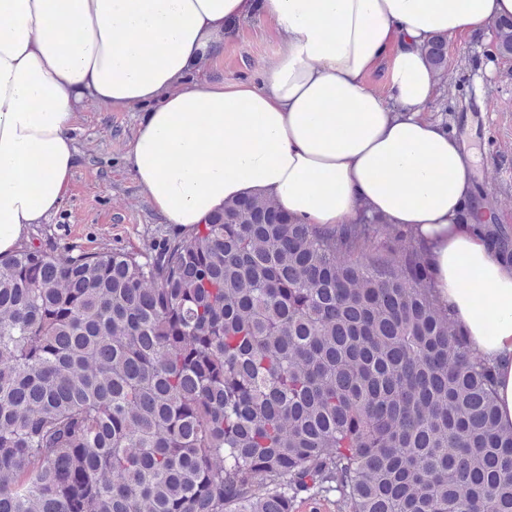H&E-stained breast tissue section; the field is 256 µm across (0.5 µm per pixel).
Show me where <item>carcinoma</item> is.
<instances>
[{"label": "carcinoma", "mask_w": 512, "mask_h": 512, "mask_svg": "<svg viewBox=\"0 0 512 512\" xmlns=\"http://www.w3.org/2000/svg\"><path fill=\"white\" fill-rule=\"evenodd\" d=\"M423 50L442 73L447 39ZM386 231L253 195L154 255L0 259V512H512L494 369L421 244L368 250ZM336 493L303 492L294 500L293 512H339Z\"/></svg>", "instance_id": "obj_1"}]
</instances>
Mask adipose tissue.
Here are the masks:
<instances>
[{
  "mask_svg": "<svg viewBox=\"0 0 512 512\" xmlns=\"http://www.w3.org/2000/svg\"><path fill=\"white\" fill-rule=\"evenodd\" d=\"M256 14L279 39L258 82L187 81ZM510 16L512 0H0V257L65 201L81 101L147 102L126 161L166 223L201 227L259 193L306 224L411 230L512 426V266L460 220L472 158L425 114L422 51ZM382 62L381 94L367 77Z\"/></svg>",
  "mask_w": 512,
  "mask_h": 512,
  "instance_id": "adipose-tissue-1",
  "label": "adipose tissue"
}]
</instances>
